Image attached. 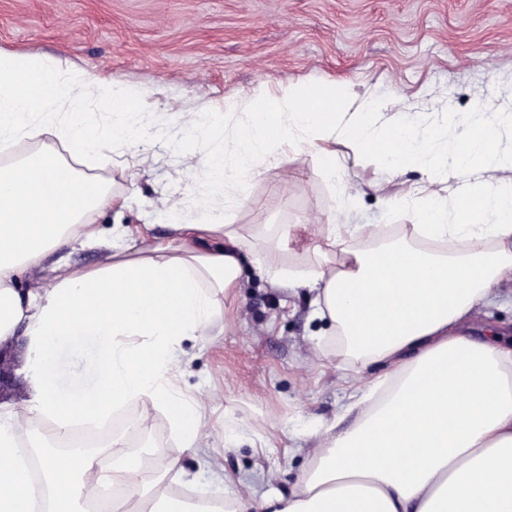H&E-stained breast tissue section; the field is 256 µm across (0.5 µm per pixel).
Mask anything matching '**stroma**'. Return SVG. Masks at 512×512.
Listing matches in <instances>:
<instances>
[{
	"instance_id": "stroma-1",
	"label": "stroma",
	"mask_w": 512,
	"mask_h": 512,
	"mask_svg": "<svg viewBox=\"0 0 512 512\" xmlns=\"http://www.w3.org/2000/svg\"><path fill=\"white\" fill-rule=\"evenodd\" d=\"M0 50L47 55L75 72L98 75L143 96L149 112L171 132L188 114L240 111L247 97L281 95L306 82H344L358 97L375 98L378 122L413 120L432 127L439 148L479 113L512 114V0H0ZM49 148L77 170L108 184L121 204L95 214L98 237L67 251L79 267H98L116 246L132 243L136 228L156 237L180 215L217 219L249 232L291 224H385L401 237L416 221L413 209H393L394 197L426 183L417 169L392 176L377 159L340 143V195L318 170L313 154L272 144L278 161L258 159L259 177L244 189L210 186L202 160L187 161L161 141L111 151L110 163L73 157L55 138L24 139L11 159ZM248 202L238 205L239 192ZM246 259L242 286L221 302L209 335L184 339L177 381L188 395L207 399L214 456L236 491L290 494L299 485L323 429L342 416L352 387L334 353L327 322L315 318L311 293L270 286L263 266L309 265L310 254L287 244L259 245ZM500 302L475 308L468 328L481 335L512 330V278ZM63 387L76 390L95 377L96 350L82 338L61 350ZM149 436L154 475L179 455L167 413L143 417L134 405L116 413L106 436L133 444Z\"/></svg>"
}]
</instances>
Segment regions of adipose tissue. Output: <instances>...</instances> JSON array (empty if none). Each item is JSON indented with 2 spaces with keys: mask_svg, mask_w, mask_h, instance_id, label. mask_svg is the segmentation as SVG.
Instances as JSON below:
<instances>
[{
  "mask_svg": "<svg viewBox=\"0 0 512 512\" xmlns=\"http://www.w3.org/2000/svg\"><path fill=\"white\" fill-rule=\"evenodd\" d=\"M352 87L309 83L288 98L248 102L253 119L206 162L213 184L259 175L257 155L274 142L316 150L335 180L341 165L326 141L376 155L391 172L416 166L444 177L455 200L437 194L417 208L405 236L372 249L369 224H331L307 269L270 267L271 284L314 292V314L335 331L336 353L351 375L369 362L386 366L356 385L353 421L328 428L298 488L288 496L244 501L233 493L187 497L171 457L145 482V451L113 437L110 465L96 453H60L56 441L96 430L132 402L169 415L185 451L205 458L206 406L178 394L175 351L212 329L219 298L237 288L250 238L229 224L180 221L164 241L112 252L81 269L63 254L93 240L89 220L112 205L108 186L49 150L0 166V347L14 349L24 402L0 399V512H92L113 497V512H512V346L489 330L470 336L474 308L498 297L512 274V194L488 177L512 166L499 139L498 114L462 128L439 155L422 125L348 122ZM50 287H23L31 272ZM78 337L97 348V376L79 392L62 389L53 351Z\"/></svg>",
  "mask_w": 512,
  "mask_h": 512,
  "instance_id": "ef3b65f1",
  "label": "adipose tissue"
}]
</instances>
